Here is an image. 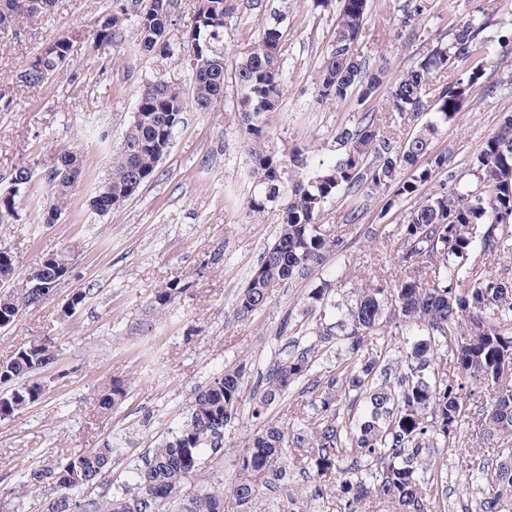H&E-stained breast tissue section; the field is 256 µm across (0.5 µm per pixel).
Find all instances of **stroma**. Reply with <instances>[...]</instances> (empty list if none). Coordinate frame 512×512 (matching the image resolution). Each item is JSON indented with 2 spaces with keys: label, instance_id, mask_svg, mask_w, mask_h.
<instances>
[{
  "label": "stroma",
  "instance_id": "stroma-1",
  "mask_svg": "<svg viewBox=\"0 0 512 512\" xmlns=\"http://www.w3.org/2000/svg\"><path fill=\"white\" fill-rule=\"evenodd\" d=\"M175 3L169 36L177 50L167 58L134 53L136 23L130 20L122 40L97 46L74 41L64 75L36 88L19 83L21 70L44 43L94 28L110 0H57L43 17L0 34V98L12 103L10 111L0 112V193L11 190L15 169L34 171L16 198L19 221L0 224V249L16 258L15 276L5 290L21 287L43 257L70 256L69 273L52 296L0 330V361L42 336L58 346L55 362L37 375L46 386L42 400L0 422V512H44L59 489L43 483L17 492L23 473L105 443L114 448L111 472L77 496L81 503L99 504L122 493L150 448L181 425L198 388L242 364L246 388L254 390L260 374L288 351V337L277 333L283 315L305 316L308 294L320 281L330 280L342 303L357 289L391 281L398 270L397 226L415 199L398 200L386 212L382 200L362 205L339 195L319 217L342 237L324 269L278 289L254 317H235L237 295L279 227L278 203L257 216L247 208L253 185L250 142L236 110L233 73L263 17L245 5L224 27L226 76L218 110L185 113L153 177L118 213L91 208V198L112 174L111 158L144 84L160 75L183 92L192 90V72L179 45L196 0ZM405 3L368 0L365 28L355 45L370 66L387 67L395 76L437 42L448 41L450 20L483 23V37L493 42L501 29L512 28V0H421L424 11L410 26L404 23ZM274 4L284 15L285 83L278 110L264 116L266 147L284 160L293 150H306L316 168L335 158L336 132L357 123L365 107L353 97L321 102L315 90L336 23L335 5ZM485 68L494 92L476 95L431 144L461 173L471 169L484 141L512 113V50L494 47ZM64 148L80 152L82 175L57 223L44 224L39 219L48 198L44 174ZM358 205L364 208L361 222L348 224L349 210ZM176 280L187 282L188 290L165 315L154 314V292ZM83 288L91 289L90 298L65 315L71 296ZM115 379L128 382V394L111 414L100 415L97 396ZM252 409V402H245L224 430L223 448L211 458L210 482L226 491L224 512H237L231 489L238 457L257 425ZM475 441L471 434L466 445L448 450V490L438 512H461L474 496L468 465Z\"/></svg>",
  "mask_w": 512,
  "mask_h": 512
}]
</instances>
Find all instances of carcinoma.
<instances>
[{
    "mask_svg": "<svg viewBox=\"0 0 512 512\" xmlns=\"http://www.w3.org/2000/svg\"><path fill=\"white\" fill-rule=\"evenodd\" d=\"M54 0H0V33L15 30L17 22L40 17ZM240 0H196L191 29L202 54L192 68V97L158 76L147 83L121 147L112 158V177L100 187L107 198L104 213L119 210L154 175L168 151L175 129L189 109L213 112L224 96L225 19L238 11ZM172 0H112L96 28L46 43L19 79L28 87L60 76L72 42L89 37L95 44L122 36L126 21L136 17L135 52L161 59L174 47L169 40ZM252 5L269 9L257 41L236 65L238 112L251 141L254 194L252 214H259L286 188L280 209L279 235L264 253L257 269L236 298L234 316L249 319L264 310L277 289L308 277L338 251L341 238L317 223L325 203L339 194L372 200L384 198L383 209L395 200L413 197L438 172L443 182L426 194L397 227L400 273L393 283L358 291L341 306L330 296L328 283L310 293L320 315L301 321L286 314L279 334L313 336L315 344L276 361L263 379V393L253 406L280 400L301 380L312 375L318 349L346 344V354L305 392L314 396L317 417L305 405L291 410L289 421L263 422L248 438L238 458L233 489L237 506L252 508L262 489L284 483L293 472L310 474L311 498L337 495L343 512H359L376 498L397 512H431L445 496L443 451L453 447L464 431L474 429L480 452L472 461L471 478L482 496L464 512H512V275H479L468 259L474 244L484 255L512 259V114L487 138L472 165L476 186L462 182L448 169V155L434 154L431 142L439 128L451 122L464 105L484 90L483 57L489 44L479 37L481 25L471 20L451 22L448 42H439L396 78L388 99L389 111L417 122L432 116L415 135L401 138L397 127L382 124L371 109L359 123L336 132L335 161L306 174L304 152L289 163L265 148L261 116L280 105L283 87L282 14L263 0ZM366 0H339L336 26L322 65L315 76L320 100L342 103L352 94L367 102L387 81L388 71L373 69L355 53L365 25ZM453 68L446 83L434 79ZM45 180L49 196L41 206L44 224L55 223L75 187L61 179L67 166L81 167L77 152L63 149L53 158ZM409 173L403 177L402 173ZM26 167L15 170V192L0 194V223L17 217L15 197L29 182ZM68 258L55 254L41 262L39 276L23 288L0 294V329L13 326L22 310L49 296L65 276ZM188 284L175 281L153 294L155 309L165 311ZM398 330L403 345L386 364L381 356L360 354L362 345L384 339ZM54 358L49 338L20 346L0 362V420L40 401L45 385L28 377ZM245 368L232 367L199 389L178 430L151 450L149 463L132 472L134 492L109 499L99 512H224V489L208 486L210 455L224 447V428L244 405ZM127 384L112 381L98 400L100 413L127 396ZM113 449L74 454L53 466L27 470L20 486L51 483L61 490L47 512H83L76 492L112 471ZM194 477L199 494L180 498L184 481Z\"/></svg>",
    "mask_w": 512,
    "mask_h": 512,
    "instance_id": "carcinoma-1",
    "label": "carcinoma"
}]
</instances>
